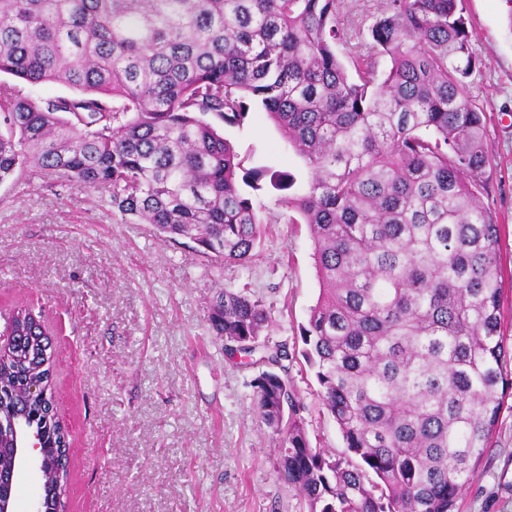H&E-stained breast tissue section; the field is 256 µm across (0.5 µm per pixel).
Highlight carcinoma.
<instances>
[{
	"mask_svg": "<svg viewBox=\"0 0 512 512\" xmlns=\"http://www.w3.org/2000/svg\"><path fill=\"white\" fill-rule=\"evenodd\" d=\"M341 0H0V73L74 91L35 101L0 92V185L31 165L109 193L130 224L183 237L247 267L265 223L313 241L320 293L301 327L321 400L346 445L313 448L270 344L264 301L221 288L209 324L229 357L267 370L262 420L282 439L279 471L308 512H455L506 396L500 225L479 197L491 166L487 113L471 95L478 59L459 0H381L369 51L336 50ZM266 113L309 177L246 168L224 128ZM285 192L278 209L262 182ZM0 353V473L11 420L51 449L55 495L68 433L52 374L27 362L46 337L29 309ZM44 392L26 396L33 379Z\"/></svg>",
	"mask_w": 512,
	"mask_h": 512,
	"instance_id": "1",
	"label": "carcinoma"
}]
</instances>
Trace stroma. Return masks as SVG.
I'll use <instances>...</instances> for the list:
<instances>
[{
  "mask_svg": "<svg viewBox=\"0 0 512 512\" xmlns=\"http://www.w3.org/2000/svg\"><path fill=\"white\" fill-rule=\"evenodd\" d=\"M378 0H342L356 46ZM480 70L471 93L490 119L492 176L481 198L501 225L505 375L512 381V5L462 0ZM252 164L293 173L302 160L256 114L237 137ZM307 225H268L251 269L200 256L187 238L123 223L104 191L29 168L0 185V329L19 306L39 316L55 350V408L70 441L60 512H308L279 472L280 439L253 407L259 366L227 357L208 315L219 287L248 288L286 343L312 447L345 443L302 356L300 327L319 295ZM456 512H512V396Z\"/></svg>",
  "mask_w": 512,
  "mask_h": 512,
  "instance_id": "35a3bbf8",
  "label": "stroma"
}]
</instances>
